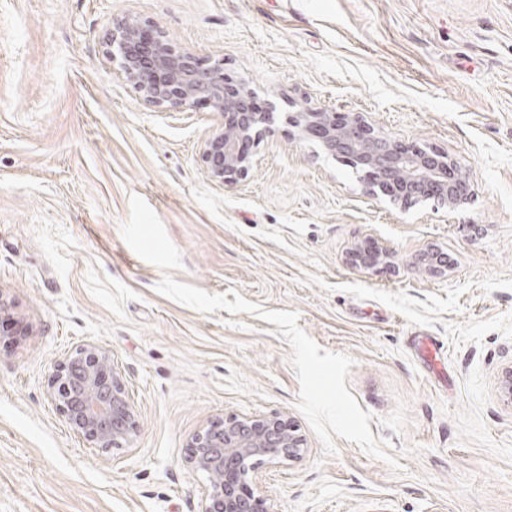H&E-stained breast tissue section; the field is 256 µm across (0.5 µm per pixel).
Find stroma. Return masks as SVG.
Listing matches in <instances>:
<instances>
[{
    "label": "stroma",
    "instance_id": "stroma-1",
    "mask_svg": "<svg viewBox=\"0 0 512 512\" xmlns=\"http://www.w3.org/2000/svg\"><path fill=\"white\" fill-rule=\"evenodd\" d=\"M130 15L273 109L236 185L203 174L218 114L155 107L116 75L107 38ZM303 106L448 152L469 199L370 196L294 138ZM134 194L182 255L176 281L297 312L354 359L346 387L389 461L340 437L324 457L276 324L156 292L163 270L121 235ZM365 243L388 262L353 265ZM0 296L28 330L0 336V512H198L191 436L270 414L308 446L261 468L276 512H512V0H0ZM85 342L126 377L131 445L94 447L50 399L56 361Z\"/></svg>",
    "mask_w": 512,
    "mask_h": 512
}]
</instances>
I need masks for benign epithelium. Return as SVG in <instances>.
<instances>
[{
  "label": "benign epithelium",
  "mask_w": 512,
  "mask_h": 512,
  "mask_svg": "<svg viewBox=\"0 0 512 512\" xmlns=\"http://www.w3.org/2000/svg\"><path fill=\"white\" fill-rule=\"evenodd\" d=\"M110 58L144 101L161 108L207 104L222 118L202 145L205 177L228 185L253 166L248 146L272 132L268 112L249 106L246 83L233 84L223 64L199 65L178 50L165 31L148 19L128 18L109 30ZM301 139L316 138L326 150L364 171L369 192L403 206L436 199L453 210L470 196V182L448 153L422 150L375 131L358 113L304 108L289 116ZM359 266L389 257L383 248L361 246L352 253ZM51 400L73 433L97 448H121L133 442L139 423L122 372L108 350L83 343L56 366ZM187 467L207 475L208 486L198 512H276L261 490L257 473L263 464H284L307 449L300 429L278 415L209 421L187 443Z\"/></svg>",
  "instance_id": "benign-epithelium-1"
}]
</instances>
